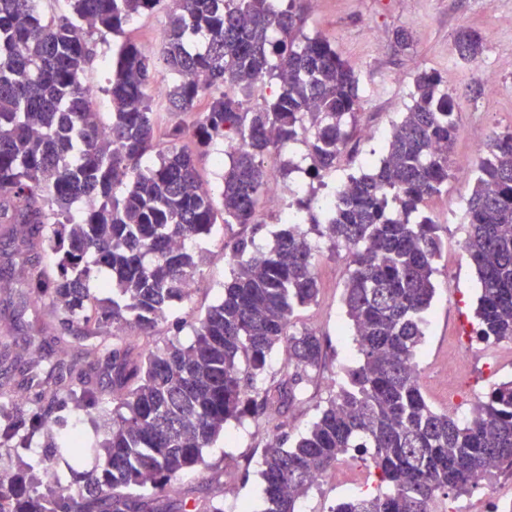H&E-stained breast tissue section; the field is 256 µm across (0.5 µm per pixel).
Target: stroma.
<instances>
[{
	"instance_id": "35a3bbf8",
	"label": "stroma",
	"mask_w": 512,
	"mask_h": 512,
	"mask_svg": "<svg viewBox=\"0 0 512 512\" xmlns=\"http://www.w3.org/2000/svg\"><path fill=\"white\" fill-rule=\"evenodd\" d=\"M297 6L304 33L328 39L360 85L355 118L347 127L348 147L335 168L324 173L326 185L360 174L364 158L377 161L383 157L388 130L407 111L417 74L436 72L452 96L459 123L450 155L453 174L440 193L422 206L440 225L444 249L434 278L436 293L424 315L418 356L420 384L428 402L437 411L450 412L456 378L448 371V353L461 337L473 331L478 295L476 275L463 250L467 201L474 182L458 180L455 172L475 171L486 157L487 151L480 145L486 131L512 132V0H297ZM463 27L475 28L484 37L483 51L472 62L461 59L456 50L455 36ZM401 29L412 36L404 49L395 42ZM120 40L91 34L95 56L83 74L84 82L99 92L97 108L106 121L111 118L112 107L102 89L111 76L112 58ZM487 68L496 72L500 91L494 96H473L471 88ZM368 128L376 129V137H364ZM259 219L257 227L217 223L211 235L191 243V250L203 258L198 287L175 312L159 320L148 338L150 347L193 341V324L221 300L224 284L231 278L228 245L247 238L256 248L267 249L273 232L281 227L270 209L260 208ZM53 264L54 257L46 247L30 243L27 228L0 224V392L34 396L35 374L50 358L83 364L94 384L105 385L112 379L111 366L87 356L89 341L85 336L62 331L49 305L35 304L19 295V282ZM316 266L318 301L298 312L295 326L326 337L328 349L325 366L310 383L306 400L266 421H229L223 435L204 449L205 467L187 471L176 491L153 492L159 512H179L185 503L202 510L213 500L223 503L224 512H241L245 506L262 512V456L275 434V424L284 423L290 439H297L337 391L345 368L359 359L342 307L348 253L344 248L322 244ZM57 419L51 435L27 437L21 455L37 474L55 471V484L63 487L74 475L91 470L95 455L89 451L75 461L57 456V449L77 433L91 442L102 440L108 423L106 418L72 403L58 412Z\"/></svg>"
}]
</instances>
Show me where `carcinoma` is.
Masks as SVG:
<instances>
[{
	"instance_id": "carcinoma-1",
	"label": "carcinoma",
	"mask_w": 512,
	"mask_h": 512,
	"mask_svg": "<svg viewBox=\"0 0 512 512\" xmlns=\"http://www.w3.org/2000/svg\"><path fill=\"white\" fill-rule=\"evenodd\" d=\"M70 2V15L48 18L41 0H0V224L27 225L57 254V276L35 275L26 293L49 299L63 330L77 327L92 340L88 354L112 362V387L91 388L79 363L50 362L36 414L0 404V444L22 427L50 433L69 400L108 416L109 431L95 470L75 486L43 492L23 463L1 472L0 512H154L146 490L170 488L202 464L203 449L229 420L301 403L325 361L321 337L294 329L297 312L319 294L312 234L348 251L342 301L360 359L292 447L276 436L264 449V512H299L316 476L355 449L369 453L378 493L336 501L326 512H430L438 495L466 493L473 479L512 470V378L492 383L464 421L437 412L419 383L423 313L443 248L440 226L421 204L448 182L458 134L440 77L416 76L386 154L351 177L334 209L321 215L300 199L301 223L286 225L267 250L234 242L233 278L193 325V343L142 347L135 338L191 298L187 285L198 280L200 263L189 244L216 224L194 154L173 145L141 167L154 149L148 89L156 75L170 79L168 108L193 114L200 147L236 144L226 154L222 206L224 223L239 225L259 223L260 156L303 142L306 172L318 178L335 167L359 80L327 39L300 35L295 0ZM145 11L168 17L162 49L120 45L105 89L106 123L82 79L93 60L88 36L120 34ZM197 33L207 42L192 51L187 40ZM483 46L481 33H457L462 59L476 60ZM266 78L278 81V93L250 107ZM489 151L467 203L464 240L481 285L475 336L484 345L512 341V133L495 136ZM83 202L75 222L71 208ZM102 268L110 305L90 288ZM110 327L126 335L99 340ZM281 346L292 371L269 377L267 357Z\"/></svg>"
}]
</instances>
